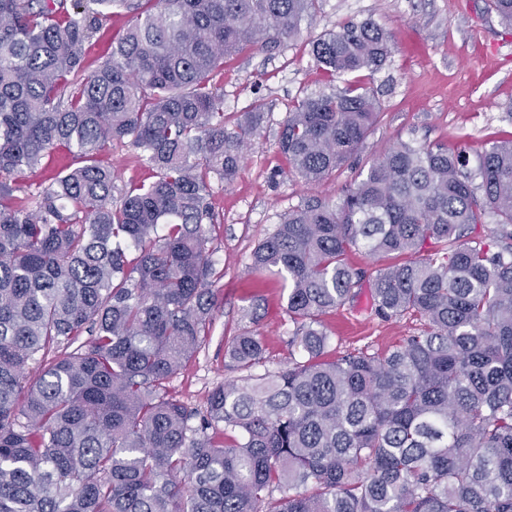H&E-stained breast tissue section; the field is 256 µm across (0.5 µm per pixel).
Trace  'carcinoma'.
Instances as JSON below:
<instances>
[{"mask_svg":"<svg viewBox=\"0 0 512 512\" xmlns=\"http://www.w3.org/2000/svg\"><path fill=\"white\" fill-rule=\"evenodd\" d=\"M318 8L0 0V512H512V141L478 154L476 185L465 155L402 140L340 200L289 210L249 268L288 281L299 357L253 374L263 340L234 336L244 376L211 391L195 428L167 394L218 303L207 196L266 118L256 99L229 120L215 79ZM114 14L127 25L88 72L86 44ZM391 50L371 20L310 41L345 86L289 109L278 148L301 179L361 151L381 108L347 76ZM114 141L157 179L114 195ZM60 148L82 165L23 206L16 176ZM490 217L499 233L483 235ZM353 251L382 262L375 315L424 328L328 359L319 317L356 297Z\"/></svg>","mask_w":512,"mask_h":512,"instance_id":"1","label":"carcinoma"}]
</instances>
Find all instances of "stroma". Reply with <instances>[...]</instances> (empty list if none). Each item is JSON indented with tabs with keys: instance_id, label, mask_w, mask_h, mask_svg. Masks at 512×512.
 <instances>
[{
	"instance_id": "35a3bbf8",
	"label": "stroma",
	"mask_w": 512,
	"mask_h": 512,
	"mask_svg": "<svg viewBox=\"0 0 512 512\" xmlns=\"http://www.w3.org/2000/svg\"><path fill=\"white\" fill-rule=\"evenodd\" d=\"M366 19L392 35L383 68L361 79L381 103L382 117L359 154L335 176L306 183L289 172L277 135L293 101L330 89L309 42L337 23ZM223 90L225 112L240 115L261 98L269 113L235 181L213 184L209 196L218 216L210 230L211 261L221 274L215 284L218 307L205 348L167 385L169 395L198 416L210 391L239 376L224 356L232 336L245 330L262 336L266 352L256 373L288 366L296 326L286 311L287 291L276 281L256 282L249 270L253 248L273 233L282 214L309 197L341 196L368 162L401 139L464 152L472 173L486 144L512 140V29L487 0H321L300 38L271 51L226 58ZM108 159L118 171L117 185L156 178L128 143H113ZM348 262L364 281L353 302L321 318L329 356L381 353L421 330L420 320L411 316L388 321L375 316L368 280L377 263L358 252Z\"/></svg>"
}]
</instances>
